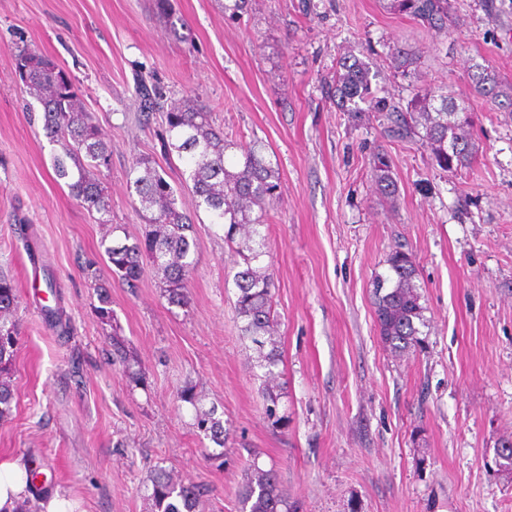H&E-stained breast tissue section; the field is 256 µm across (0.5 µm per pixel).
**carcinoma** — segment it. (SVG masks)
Returning <instances> with one entry per match:
<instances>
[{
  "label": "carcinoma",
  "instance_id": "1",
  "mask_svg": "<svg viewBox=\"0 0 512 512\" xmlns=\"http://www.w3.org/2000/svg\"><path fill=\"white\" fill-rule=\"evenodd\" d=\"M391 8L430 27H440L448 19V0H391ZM15 71L24 91L42 107L45 136L58 145L61 153L53 157L56 177L65 182L72 195L87 209L98 214L101 224L112 223L111 199L101 181L103 170L111 164L112 150L103 141L99 127L85 111L83 92L69 74L48 57L31 51L15 56ZM476 87L492 100L506 95L497 91L495 77L478 65L473 74ZM332 98L344 112H390L396 114L398 132L403 138H419L426 144L436 165L444 171L465 166L474 153V144L463 134L469 122L466 111L448 97L421 90L410 100L406 112H395L386 98L373 94L369 71L356 58L338 62ZM145 107L163 114L168 152L183 160V184L195 198L196 209L203 210L210 223L224 230V240L243 238L236 253L241 261L233 282L238 290L236 310L243 322L242 336L259 349V366L266 369L263 398L265 412L275 423L280 385L275 383L278 345L274 339L275 320L272 277L261 265L267 255V206L280 188L278 170L256 144L228 141L216 129L210 113L193 101L167 103L163 95L141 85ZM377 189L387 195L397 193L385 155L373 160ZM129 185L136 195L135 210L148 223V230L131 243L105 247L111 270L122 283L132 288L144 274L143 258L162 274V288L171 303L183 300L192 270L191 253L195 246L192 224L178 206L177 191L151 166L149 159L137 157L129 170ZM390 275L375 281L376 322L383 343L396 355L421 344L416 322L422 320V306L413 279L416 267L412 256L396 250L386 259ZM13 282L0 276V420L12 415L16 392L9 369L18 346V327L7 316L17 307ZM180 401L195 408L196 428L218 447H224V425L216 410L198 408L195 389L186 386L178 393ZM242 512H293V505L279 487L276 474L252 463L239 488ZM154 512H199L195 486L174 479L163 469L151 478Z\"/></svg>",
  "mask_w": 512,
  "mask_h": 512
}]
</instances>
